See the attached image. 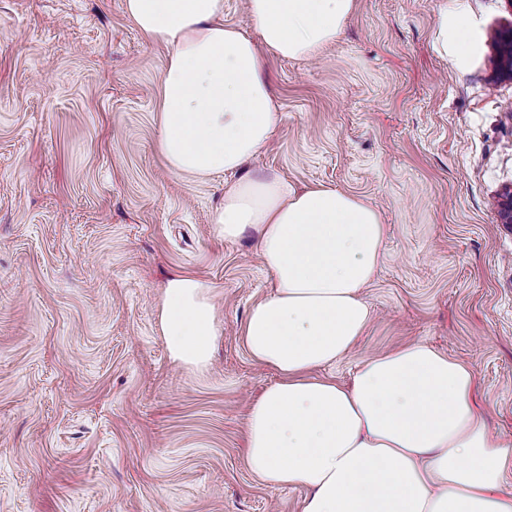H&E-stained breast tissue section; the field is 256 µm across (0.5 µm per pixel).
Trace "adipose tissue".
Returning a JSON list of instances; mask_svg holds the SVG:
<instances>
[{
  "instance_id": "1",
  "label": "adipose tissue",
  "mask_w": 512,
  "mask_h": 512,
  "mask_svg": "<svg viewBox=\"0 0 512 512\" xmlns=\"http://www.w3.org/2000/svg\"><path fill=\"white\" fill-rule=\"evenodd\" d=\"M123 5L167 50L164 163L199 178L235 174L215 222L225 238H255L272 280L243 326L250 356L277 375L248 413L251 472L271 489L306 487L301 512H512L501 489L512 445L489 436L467 364L415 342L363 362L347 385L320 373L371 322L363 290L386 235L377 208L244 170L280 122L269 59H309L334 44L355 0H247L253 36L225 23L224 0ZM162 329L174 359L205 364L218 334L208 287L170 278Z\"/></svg>"
}]
</instances>
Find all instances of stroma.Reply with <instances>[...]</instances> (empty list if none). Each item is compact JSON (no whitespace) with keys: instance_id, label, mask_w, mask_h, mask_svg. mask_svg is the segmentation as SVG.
<instances>
[{"instance_id":"stroma-1","label":"stroma","mask_w":512,"mask_h":512,"mask_svg":"<svg viewBox=\"0 0 512 512\" xmlns=\"http://www.w3.org/2000/svg\"><path fill=\"white\" fill-rule=\"evenodd\" d=\"M356 0L336 44L270 60L281 120L246 168L377 207L387 231L363 290L372 321L322 368L424 342L468 364L490 437L512 443V80L494 74L507 0ZM163 46L123 0H0V512H300V486L246 464L249 405L277 379L242 327L271 281L254 238L215 222L226 176L171 171L158 149ZM208 284L220 334L175 362L167 280ZM440 26L446 49H448L449 27L460 49L456 61L462 66L465 65L467 62L466 49L469 46V37L472 30L469 15L462 9H455L448 14V8H446L440 15Z\"/></svg>"}]
</instances>
